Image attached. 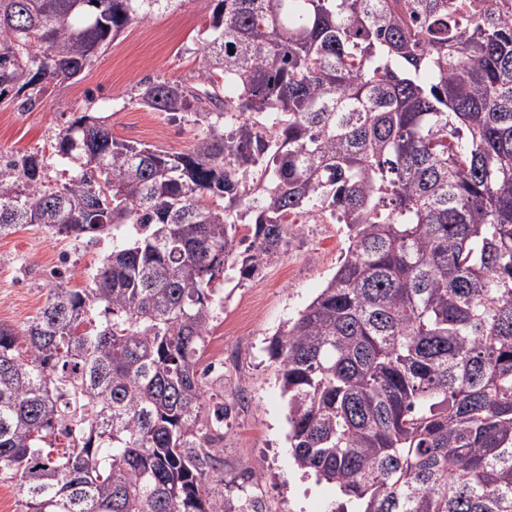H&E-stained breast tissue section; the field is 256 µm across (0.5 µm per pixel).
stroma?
<instances>
[{
    "mask_svg": "<svg viewBox=\"0 0 512 512\" xmlns=\"http://www.w3.org/2000/svg\"><path fill=\"white\" fill-rule=\"evenodd\" d=\"M207 26L198 0H183L177 10L129 25L77 77L51 85L40 107L21 111L0 103V156H51L58 131L84 115L101 118L116 139L188 151L199 127L148 111L136 99L146 81L197 76V41ZM347 246L345 225H296L284 253L251 278L225 282L219 293L204 360L224 370L223 381L210 382L209 391L235 406L224 422V491L261 492L266 512H327L340 502L335 485L304 476L293 463L288 410L267 347L323 288ZM111 249V237L90 242L37 224L0 238V323L22 329L43 306L54 270H72V287H87ZM256 469L257 480L251 477Z\"/></svg>",
    "mask_w": 512,
    "mask_h": 512,
    "instance_id": "stroma-1",
    "label": "stroma"
}]
</instances>
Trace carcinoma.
<instances>
[{
	"mask_svg": "<svg viewBox=\"0 0 512 512\" xmlns=\"http://www.w3.org/2000/svg\"><path fill=\"white\" fill-rule=\"evenodd\" d=\"M177 2L0 0V100L35 109ZM468 2L200 0L195 81L138 97L203 127L189 151L85 116L56 136L63 183L41 153L0 160V237L130 228L93 287L60 272L22 331L0 324L19 512H251L213 488L228 407L202 358L227 272L314 212L350 244L270 340L294 464L341 512H512V0Z\"/></svg>",
	"mask_w": 512,
	"mask_h": 512,
	"instance_id": "obj_1",
	"label": "carcinoma"
}]
</instances>
